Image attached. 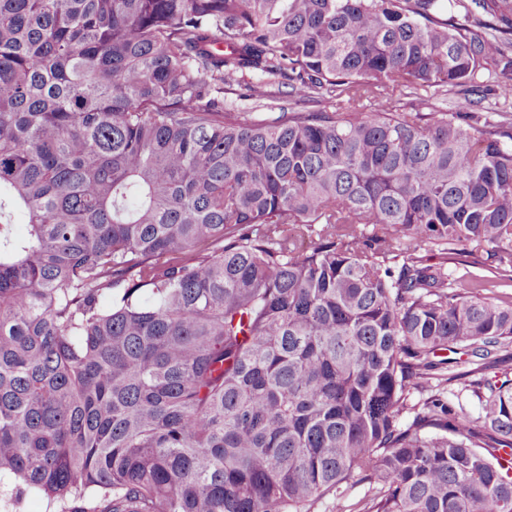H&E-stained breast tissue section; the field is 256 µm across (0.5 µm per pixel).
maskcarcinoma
<instances>
[{"label": "carcinoma", "mask_w": 512, "mask_h": 512, "mask_svg": "<svg viewBox=\"0 0 512 512\" xmlns=\"http://www.w3.org/2000/svg\"><path fill=\"white\" fill-rule=\"evenodd\" d=\"M510 36L512 0H0V476L60 512L354 477L359 512H512V371L437 358L512 345L444 270L512 284V118L477 111ZM248 75L293 106L224 108ZM465 378L476 418L410 402Z\"/></svg>", "instance_id": "carcinoma-1"}]
</instances>
